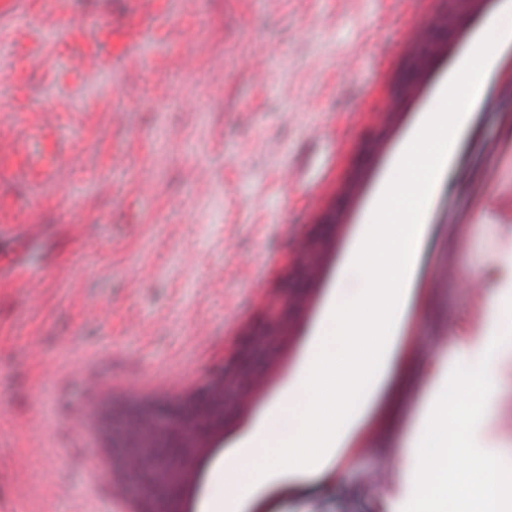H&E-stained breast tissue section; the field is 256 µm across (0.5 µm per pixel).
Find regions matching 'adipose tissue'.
Returning a JSON list of instances; mask_svg holds the SVG:
<instances>
[{
    "instance_id": "obj_1",
    "label": "adipose tissue",
    "mask_w": 512,
    "mask_h": 512,
    "mask_svg": "<svg viewBox=\"0 0 512 512\" xmlns=\"http://www.w3.org/2000/svg\"><path fill=\"white\" fill-rule=\"evenodd\" d=\"M508 33L512 15L504 13L485 50L469 55L465 79L451 87L449 111L433 113V126L405 148L393 169L396 189L355 243L354 258L327 307L312 356L286 394L267 410L265 425L225 455L223 468L236 472L242 499L254 496L285 469L305 477L324 476L337 445L382 382L419 280L429 232L422 218L430 213L435 190L452 173L447 159L473 123L474 103L493 64L490 53ZM407 181L417 183L419 205L397 236L391 223L400 216L399 187ZM370 267L376 277L367 276ZM266 448L270 456L256 463V455ZM242 499L210 495L211 512H238Z\"/></svg>"
}]
</instances>
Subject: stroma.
I'll return each mask as SVG.
<instances>
[{
  "instance_id": "1",
  "label": "stroma",
  "mask_w": 512,
  "mask_h": 512,
  "mask_svg": "<svg viewBox=\"0 0 512 512\" xmlns=\"http://www.w3.org/2000/svg\"><path fill=\"white\" fill-rule=\"evenodd\" d=\"M451 0H19L0 17V496L22 512H101L86 470L95 441L71 426L96 387L115 378L187 374L207 383L236 322L265 309L279 268L309 244L305 193L280 205L281 168L303 160L307 127L326 133L332 198L364 157L365 106L390 97L388 47L410 16L438 18ZM370 11L373 21L355 20ZM367 51L348 76L352 43ZM268 53L269 76L245 57ZM512 133V100L476 113L431 225L423 278L455 264L484 284L419 289L389 369L330 483L276 499V512H399L414 480L401 453L416 439L426 391L449 356L482 340L479 304L512 295L511 224H473L461 248L453 218L487 195L486 174ZM60 181L37 191L41 157ZM443 336L432 356L414 339ZM386 467L365 497L349 488Z\"/></svg>"
}]
</instances>
